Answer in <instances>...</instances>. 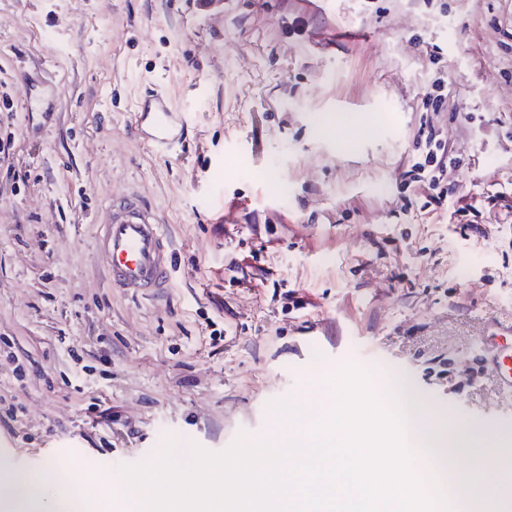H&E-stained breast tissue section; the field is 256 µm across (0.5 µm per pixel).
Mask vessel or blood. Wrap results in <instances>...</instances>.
Returning <instances> with one entry per match:
<instances>
[{
    "mask_svg": "<svg viewBox=\"0 0 512 512\" xmlns=\"http://www.w3.org/2000/svg\"><path fill=\"white\" fill-rule=\"evenodd\" d=\"M155 140L167 145L174 141L171 111L155 101ZM98 253L116 288H138L147 292L167 287L171 279V251L157 216L135 201L113 206L104 226ZM500 383L512 391V344H501L495 357Z\"/></svg>",
    "mask_w": 512,
    "mask_h": 512,
    "instance_id": "vessel-or-blood-1",
    "label": "vessel or blood"
}]
</instances>
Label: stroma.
I'll list each match as a JSON object with an SVG mask.
<instances>
[{
  "mask_svg": "<svg viewBox=\"0 0 512 512\" xmlns=\"http://www.w3.org/2000/svg\"><path fill=\"white\" fill-rule=\"evenodd\" d=\"M152 94L182 121L173 146L152 139ZM336 113L375 131L320 133ZM428 118L441 207L403 186ZM131 192L173 251L156 296L111 287L96 249ZM497 324L512 0H0V462L107 478L169 434L221 452L355 365L477 425L446 486L460 512L478 452L512 451Z\"/></svg>",
  "mask_w": 512,
  "mask_h": 512,
  "instance_id": "35a3bbf8",
  "label": "stroma"
}]
</instances>
